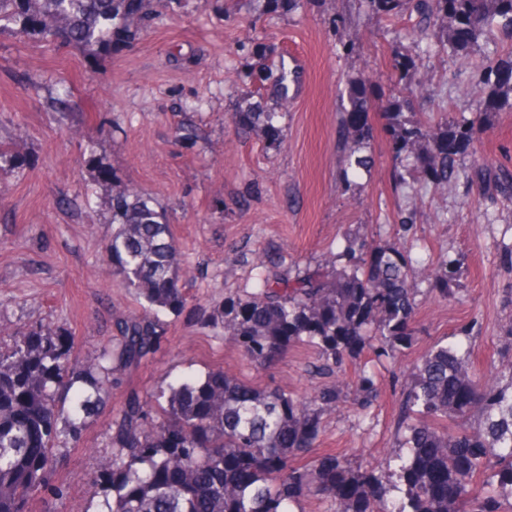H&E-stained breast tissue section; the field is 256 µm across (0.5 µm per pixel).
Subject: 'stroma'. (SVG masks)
<instances>
[{
    "instance_id": "stroma-1",
    "label": "stroma",
    "mask_w": 512,
    "mask_h": 512,
    "mask_svg": "<svg viewBox=\"0 0 512 512\" xmlns=\"http://www.w3.org/2000/svg\"><path fill=\"white\" fill-rule=\"evenodd\" d=\"M154 25L112 53L49 48L0 34V142L16 154L0 169V326L49 325L82 351L111 342L117 314L139 305L102 246L111 238L112 191L132 185L167 211L191 277L184 309L164 318L154 357L123 374L109 407L55 471L65 498L36 500L32 512H88L90 479L110 451L111 411L125 392L149 394L212 369L259 387L307 396L324 383L315 351L295 346L271 367L249 365L208 326L230 291L252 289L257 259L279 273L333 260L347 240L403 238L432 258L459 257L450 297L418 298L413 344L379 376L381 397L366 420L352 399L324 417L317 453L359 449L385 467L397 443L402 371L439 343L472 329L470 361L494 374L504 359L501 328L512 321V200L476 205L480 163L512 171V112L491 116L456 157L457 179L433 187L395 161L383 109L367 115L371 176L345 175L338 131L353 83L376 100L392 91L394 58L415 62L422 88L403 120L473 115L474 58L415 47L402 24L360 0H150ZM277 113L279 140L241 132L244 97ZM411 217L407 234L399 218Z\"/></svg>"
}]
</instances>
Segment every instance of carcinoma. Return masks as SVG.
I'll return each mask as SVG.
<instances>
[{"mask_svg": "<svg viewBox=\"0 0 512 512\" xmlns=\"http://www.w3.org/2000/svg\"><path fill=\"white\" fill-rule=\"evenodd\" d=\"M147 0H0V30L46 46L107 51L150 21ZM376 14L403 18L407 0H365ZM417 37L441 33L466 58L481 39H512V0H412ZM409 58L393 63L394 116L416 89L404 83ZM482 87L475 116L398 125L395 160L412 161L439 185L458 176L456 155L475 140L488 114L512 109V56L479 65ZM340 146L349 168L367 171L362 154L371 138L363 117L371 101L350 93ZM239 128H260L277 139L276 113L242 112ZM406 153L400 157V153ZM483 195L512 194V172L478 169ZM118 221L105 244L124 287L141 302L139 314H119L114 342L81 354L72 337L49 325L11 332L0 328V512H29L37 498L62 499L56 463L81 440L87 419L123 384L122 371L154 354L162 317L186 303L182 254L167 213L151 198L123 187L112 192ZM349 259L335 275L308 268L295 279L268 274L256 289L224 297L209 315L213 328L257 368L274 364L296 344L313 347L317 370H343L346 360L371 351L392 358L415 338L421 293L410 254L396 244L348 241ZM461 264L443 257L428 270L427 293L448 300V281ZM437 344L407 375L399 414L403 430L393 453L395 477L343 454L313 457L325 413L354 396L369 407L379 395L375 373L360 367L356 381L325 385L309 396L259 388L218 369L188 376L145 397L127 394L113 412L111 457L94 477V512H294L306 499L331 512H512V359L498 378L469 371L475 337Z\"/></svg>", "mask_w": 512, "mask_h": 512, "instance_id": "carcinoma-1", "label": "carcinoma"}]
</instances>
